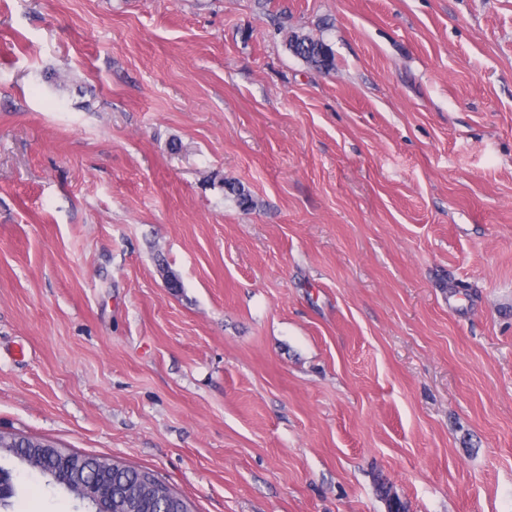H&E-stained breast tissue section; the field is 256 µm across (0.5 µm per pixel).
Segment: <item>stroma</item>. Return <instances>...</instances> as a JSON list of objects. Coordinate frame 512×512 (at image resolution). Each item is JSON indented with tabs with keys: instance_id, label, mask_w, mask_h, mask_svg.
<instances>
[{
	"instance_id": "obj_1",
	"label": "stroma",
	"mask_w": 512,
	"mask_h": 512,
	"mask_svg": "<svg viewBox=\"0 0 512 512\" xmlns=\"http://www.w3.org/2000/svg\"><path fill=\"white\" fill-rule=\"evenodd\" d=\"M0 430L195 512H512V0H0ZM286 44L294 55L316 68L328 70L333 66L330 48L320 39H314L309 35L292 33L287 38Z\"/></svg>"
}]
</instances>
